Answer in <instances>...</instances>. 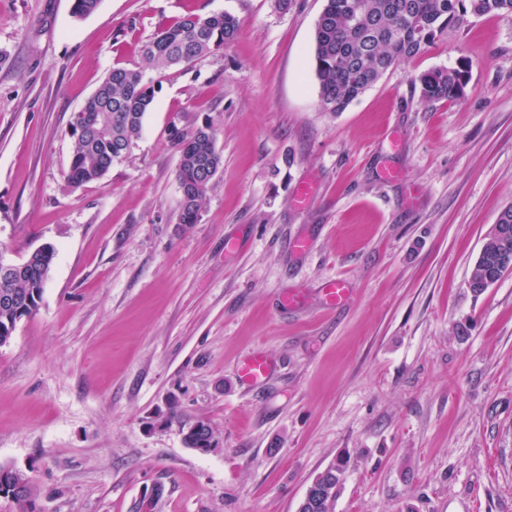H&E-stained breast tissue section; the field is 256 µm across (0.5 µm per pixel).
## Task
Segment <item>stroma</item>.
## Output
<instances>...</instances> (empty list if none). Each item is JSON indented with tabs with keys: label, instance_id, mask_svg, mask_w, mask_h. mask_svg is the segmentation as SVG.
Returning <instances> with one entry per match:
<instances>
[{
	"label": "stroma",
	"instance_id": "stroma-1",
	"mask_svg": "<svg viewBox=\"0 0 512 512\" xmlns=\"http://www.w3.org/2000/svg\"><path fill=\"white\" fill-rule=\"evenodd\" d=\"M72 4L0 0V247L55 248L38 311L0 347V462L41 512H135L156 486L155 512H298L342 454L335 512H512V271L468 286L512 205V16L446 30L331 113L313 63L324 0ZM190 12L240 32L150 72L130 152L68 186L74 114ZM462 60L464 97L422 100L416 77ZM206 122L223 167L186 226L170 131ZM336 278L353 298L331 310ZM255 349L274 369L248 386ZM200 420L206 453L184 441Z\"/></svg>",
	"mask_w": 512,
	"mask_h": 512
}]
</instances>
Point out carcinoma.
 Listing matches in <instances>:
<instances>
[{"mask_svg":"<svg viewBox=\"0 0 512 512\" xmlns=\"http://www.w3.org/2000/svg\"><path fill=\"white\" fill-rule=\"evenodd\" d=\"M512 15V0H324L314 35V71L319 102L325 112H340L367 88L405 59L420 54L437 34L468 22L470 17ZM239 32L228 13H189L161 28L140 49L136 68L116 67L74 115L68 183L79 187L101 180L122 160L138 138L153 101L148 72L190 64L224 47ZM468 65L422 73L417 82L427 101L460 99L467 85ZM172 140L179 154L176 178L181 192L180 223H198L207 193L223 166L216 131L206 123L190 132L176 129ZM507 225L505 237L484 239L468 279L480 293L512 270V206L503 209L496 226ZM55 255L50 244L27 255L29 274L13 286L22 301L0 302V347L7 345L17 324L39 307ZM346 463L340 459L321 472L309 487L298 512H334ZM21 488L0 486L17 512H36L37 492L28 476Z\"/></svg>","mask_w":512,"mask_h":512,"instance_id":"1","label":"carcinoma"}]
</instances>
